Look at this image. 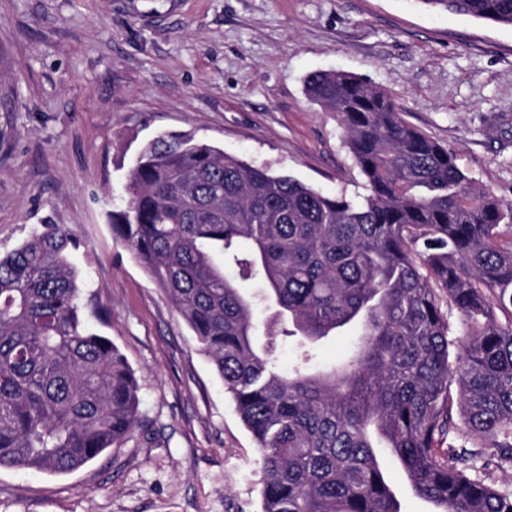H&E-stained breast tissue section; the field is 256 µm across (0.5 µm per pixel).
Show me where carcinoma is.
<instances>
[{"mask_svg": "<svg viewBox=\"0 0 512 512\" xmlns=\"http://www.w3.org/2000/svg\"><path fill=\"white\" fill-rule=\"evenodd\" d=\"M420 2L512 25V0ZM306 89L336 113L367 194L165 133L137 154L112 230L224 381L260 453V512H404L380 448L436 512H512L477 466L484 448L512 464V202L365 79L317 72ZM74 248L43 224L0 255V468L67 473L139 425L133 369L80 316ZM259 306L273 309L260 324ZM353 326L347 360L313 363L310 347ZM281 336L302 347L287 372Z\"/></svg>", "mask_w": 512, "mask_h": 512, "instance_id": "carcinoma-1", "label": "carcinoma"}]
</instances>
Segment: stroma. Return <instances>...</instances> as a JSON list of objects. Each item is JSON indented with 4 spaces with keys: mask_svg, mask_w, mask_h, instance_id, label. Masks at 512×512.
<instances>
[{
    "mask_svg": "<svg viewBox=\"0 0 512 512\" xmlns=\"http://www.w3.org/2000/svg\"><path fill=\"white\" fill-rule=\"evenodd\" d=\"M348 71L512 202V26L420 0H0V253L77 242L88 325L140 385L132 438L67 474L0 469V512H259L256 445L164 293L112 231L137 151L191 132L327 194L364 178L306 78Z\"/></svg>",
    "mask_w": 512,
    "mask_h": 512,
    "instance_id": "obj_1",
    "label": "stroma"
}]
</instances>
